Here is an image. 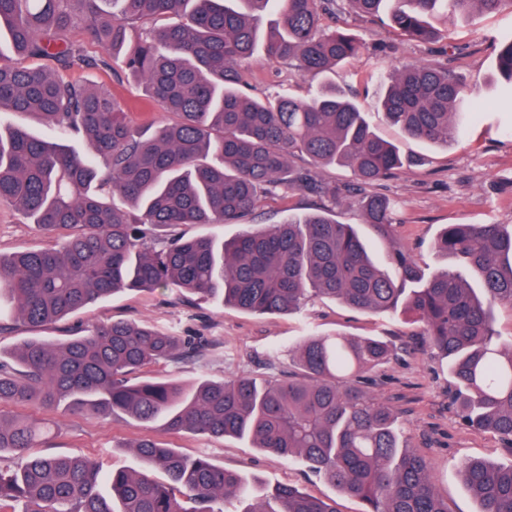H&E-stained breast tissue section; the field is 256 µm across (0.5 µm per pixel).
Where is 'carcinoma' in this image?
<instances>
[{"mask_svg":"<svg viewBox=\"0 0 512 512\" xmlns=\"http://www.w3.org/2000/svg\"><path fill=\"white\" fill-rule=\"evenodd\" d=\"M348 7L362 20L384 15L402 36L429 44L439 37L433 21L453 25L511 9L512 0H0V109L35 115L91 147L81 155L23 128L0 131V206L58 234L48 248L0 257V333L16 319L46 326L116 293L158 288L259 314H288L312 296L372 315L403 312L447 359L462 420L512 449V336L497 333L493 317L497 303L512 305V227L449 224L440 232L438 250L472 273L476 289L452 269L424 277L400 247L388 270L332 208L228 240L170 233L181 224L236 223L272 186L347 202L389 234L395 203L373 186L415 159L383 140L356 100L330 82L305 99L241 90L238 63L257 50L259 15L280 16L266 54L314 79L366 49L349 29L324 23ZM78 32L101 54H89ZM496 60L512 91V36L498 41ZM90 68L120 69L175 120L150 132L133 126L111 91L72 79ZM468 96L448 64L413 63L384 87L380 112L413 139L446 144L473 112L460 111ZM336 165L354 175L344 190L317 177ZM202 350L128 321L55 342L33 337L0 348V407L124 415L144 429L248 439L305 463L360 499L363 512H448L426 459L401 446L395 411L353 381L387 360L385 342L309 336L291 350L298 372L275 381L249 373L195 383L133 378ZM50 434L44 423L0 412V512L18 499L25 512H224L229 498L250 496L240 474L147 436L133 445L139 467L109 476L90 457L28 453ZM460 476L478 512H512V465L469 460ZM241 512L336 506L280 486Z\"/></svg>","mask_w":512,"mask_h":512,"instance_id":"1","label":"carcinoma"}]
</instances>
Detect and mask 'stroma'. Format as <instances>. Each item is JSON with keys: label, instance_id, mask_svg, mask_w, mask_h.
<instances>
[{"label": "stroma", "instance_id": "obj_1", "mask_svg": "<svg viewBox=\"0 0 512 512\" xmlns=\"http://www.w3.org/2000/svg\"><path fill=\"white\" fill-rule=\"evenodd\" d=\"M342 23L363 39L367 49L337 66L331 80L365 108L382 138L418 157L419 163L375 186L396 204L391 236L378 235L363 224L355 208L337 207L336 217L356 225L378 258H386L392 247L399 246L425 274H434L448 264L435 247L444 225H512V98L504 94L495 68L496 44L512 33V9L451 26L442 41L427 45L405 39L385 23L362 22L348 13L343 14ZM421 60L447 62L466 78L471 100L482 105L481 112L468 117L455 140L446 145L408 138L377 111L382 83L401 64ZM239 70L242 89L252 97L285 91L303 98L314 89L313 83L301 79L288 64L268 58L261 50L240 62ZM74 78L109 88L127 103L133 124L148 125L164 118L162 112L148 105L142 86L126 75L85 69L76 71ZM321 205L316 194L274 188L258 210L240 223L185 224L179 233L186 238L208 235L229 239L248 225L278 224L287 212H310ZM48 243L45 231L12 209L0 207V256L39 250ZM111 320L202 339L207 345L203 355L179 363L161 362L144 370L148 376L185 382L202 375L213 381L237 373L281 376L292 363L290 350L312 334L383 340L394 353L370 373L366 387L401 414L402 439L431 463L436 490L447 500L450 512L478 509L459 473L463 460L512 464V450L498 436L479 434L463 425L451 402V379L445 362L426 342L422 325L406 314L378 318L336 300L316 298L299 314L256 315L208 296L197 295L188 301L178 289L159 288L113 295L45 327L14 321L11 332L0 335V346L9 349L33 336L61 339L68 330ZM50 422L52 453L94 458L107 472L136 467L131 447L144 432L125 418L101 420L68 414L51 416ZM156 437L184 454L208 455L217 465L239 471L250 485L269 490L281 484L294 485L312 497L335 501L337 512H362L358 499L341 494L301 463L254 448L249 440L161 431Z\"/></svg>", "mask_w": 512, "mask_h": 512}]
</instances>
